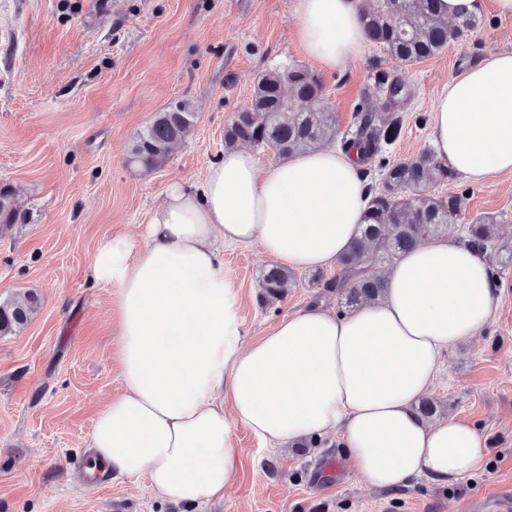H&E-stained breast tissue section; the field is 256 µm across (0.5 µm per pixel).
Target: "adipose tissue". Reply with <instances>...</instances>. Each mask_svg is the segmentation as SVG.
<instances>
[{"instance_id": "ef3b65f1", "label": "adipose tissue", "mask_w": 512, "mask_h": 512, "mask_svg": "<svg viewBox=\"0 0 512 512\" xmlns=\"http://www.w3.org/2000/svg\"><path fill=\"white\" fill-rule=\"evenodd\" d=\"M362 7L293 0L294 38L325 71L346 68L365 43ZM431 146L470 183L512 174V52L441 87ZM367 197L359 164L335 147L270 166L231 149L199 184L170 185L139 238H105L90 277L115 290L122 389L94 417L96 462L145 476L158 500L193 510L234 482L238 426L275 449L337 434L350 468L379 490L482 471L489 450L471 422L415 411L444 351L478 336L502 300L489 262L468 246L420 245L389 269L381 299L343 314L312 306L241 343L225 248L256 243L293 269L333 266L358 233Z\"/></svg>"}]
</instances>
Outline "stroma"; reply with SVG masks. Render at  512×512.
I'll return each instance as SVG.
<instances>
[{
    "label": "stroma",
    "instance_id": "35a3bbf8",
    "mask_svg": "<svg viewBox=\"0 0 512 512\" xmlns=\"http://www.w3.org/2000/svg\"><path fill=\"white\" fill-rule=\"evenodd\" d=\"M465 45L399 66L365 43L345 69L323 74V103L340 132L358 105L383 113L377 71L408 90L398 108L401 138L391 162L430 148V105L460 70L459 57L512 51V17L484 10ZM292 0H0V187L16 196L15 224L0 232V300L34 294L19 333L0 336V512H187L154 498L145 477L83 483L85 451L99 404L121 389L110 360L113 290L92 285L89 262L114 225L148 223L169 185L202 179L224 150V126L247 105L253 76L280 62L315 68L291 36ZM177 99L198 114L186 141L160 169L127 166L133 135ZM467 192L468 214L492 213L501 247H512V178H465L431 192ZM274 260L259 247L226 249L224 269L240 290L243 341L311 306L337 309L334 294L297 273L286 299L265 305L258 280ZM484 330L446 352L427 392L449 417L473 422L489 448L472 480H426L370 488L344 467L335 436L321 447L266 449L243 427L236 481L205 512H479L512 493V267Z\"/></svg>",
    "mask_w": 512,
    "mask_h": 512
}]
</instances>
